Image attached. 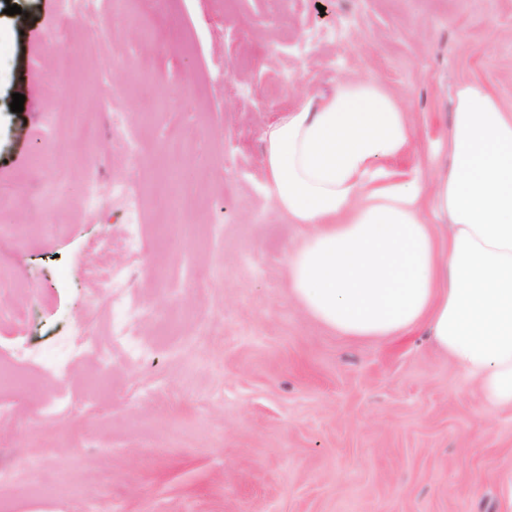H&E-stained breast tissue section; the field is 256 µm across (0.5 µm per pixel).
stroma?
I'll use <instances>...</instances> for the list:
<instances>
[{
  "label": "stroma",
  "mask_w": 512,
  "mask_h": 512,
  "mask_svg": "<svg viewBox=\"0 0 512 512\" xmlns=\"http://www.w3.org/2000/svg\"><path fill=\"white\" fill-rule=\"evenodd\" d=\"M112 2L93 26L0 0V360L78 325L90 345L0 391V512H512V411L484 412L423 332L340 336L291 297L307 228L264 192L260 108L374 77L410 116L390 164L408 177L447 160L462 83L512 111V0ZM126 180L147 191L136 225L110 191ZM95 264L131 300L124 344Z\"/></svg>",
  "instance_id": "35a3bbf8"
}]
</instances>
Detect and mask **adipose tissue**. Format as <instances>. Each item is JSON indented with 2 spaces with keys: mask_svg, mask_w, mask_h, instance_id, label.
<instances>
[{
  "mask_svg": "<svg viewBox=\"0 0 512 512\" xmlns=\"http://www.w3.org/2000/svg\"><path fill=\"white\" fill-rule=\"evenodd\" d=\"M412 125L369 77L301 92L262 132L266 194L304 240L288 252L295 301L341 336L425 330L479 389L512 410V113L461 84L449 160L395 178Z\"/></svg>",
  "mask_w": 512,
  "mask_h": 512,
  "instance_id": "ef3b65f1",
  "label": "adipose tissue"
}]
</instances>
